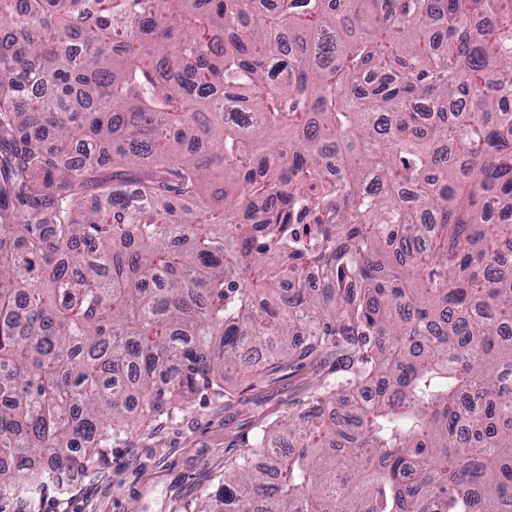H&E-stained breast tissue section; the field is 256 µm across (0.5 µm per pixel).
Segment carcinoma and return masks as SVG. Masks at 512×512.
I'll return each mask as SVG.
<instances>
[{
  "instance_id": "1",
  "label": "carcinoma",
  "mask_w": 512,
  "mask_h": 512,
  "mask_svg": "<svg viewBox=\"0 0 512 512\" xmlns=\"http://www.w3.org/2000/svg\"><path fill=\"white\" fill-rule=\"evenodd\" d=\"M0 38V512L320 355L217 512H512V0H0Z\"/></svg>"
}]
</instances>
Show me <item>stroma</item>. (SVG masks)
Instances as JSON below:
<instances>
[{
    "instance_id": "35a3bbf8",
    "label": "stroma",
    "mask_w": 512,
    "mask_h": 512,
    "mask_svg": "<svg viewBox=\"0 0 512 512\" xmlns=\"http://www.w3.org/2000/svg\"><path fill=\"white\" fill-rule=\"evenodd\" d=\"M333 359L284 364L256 379L233 374L224 394L194 396L184 411L138 423L59 494L18 489L8 512H197L224 485V462L257 428L298 411Z\"/></svg>"
}]
</instances>
